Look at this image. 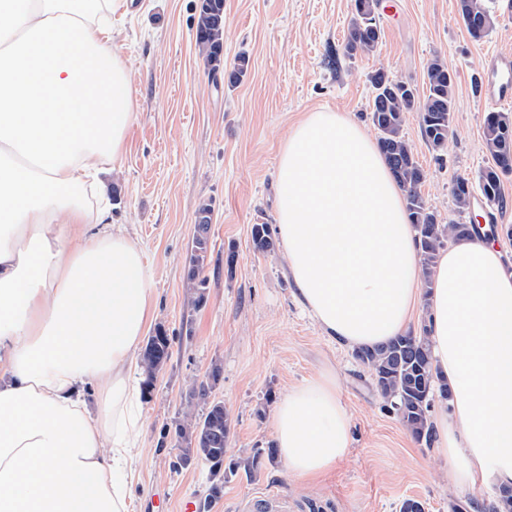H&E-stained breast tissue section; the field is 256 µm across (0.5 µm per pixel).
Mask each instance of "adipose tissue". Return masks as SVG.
<instances>
[{
  "instance_id": "adipose-tissue-1",
  "label": "adipose tissue",
  "mask_w": 512,
  "mask_h": 512,
  "mask_svg": "<svg viewBox=\"0 0 512 512\" xmlns=\"http://www.w3.org/2000/svg\"><path fill=\"white\" fill-rule=\"evenodd\" d=\"M128 0H0V512H131L153 319L140 244L105 177L133 119L112 16ZM277 232L299 303L345 347L399 335L427 306L452 392L433 440L451 482L512 487V261L450 244L430 295L401 187L344 113H308L280 150ZM273 431L290 474L334 469L351 420L337 381L288 390Z\"/></svg>"
}]
</instances>
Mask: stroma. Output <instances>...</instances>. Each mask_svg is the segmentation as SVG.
I'll return each instance as SVG.
<instances>
[{
  "label": "stroma",
  "mask_w": 512,
  "mask_h": 512,
  "mask_svg": "<svg viewBox=\"0 0 512 512\" xmlns=\"http://www.w3.org/2000/svg\"><path fill=\"white\" fill-rule=\"evenodd\" d=\"M131 14L113 19L128 65L135 118L126 148L108 181L114 223L142 245L152 272L157 312L171 356L154 378L143 407L142 464L132 512H177L193 498L196 512H247L260 495L284 498L287 512H398L407 498L426 512H451L453 502L481 512L496 487L455 488L447 460L418 442L377 392L354 349L329 340L298 304L283 264V246L257 252L255 224H275L279 151L307 113L344 112L372 129L370 77L383 68L424 89L426 65L441 55L456 78L448 144L430 147L417 113L404 134L423 170L419 186L442 224H478L479 207L458 210L455 178L478 183L491 163L483 137L488 106L474 89L485 57L512 50V0H497L495 25L484 39L469 37L457 0H396L379 14L375 52L333 62L342 49L354 0H224V66L199 55V0H134ZM250 68L237 85L224 80L239 56ZM209 203V251L200 271L204 295L186 286L188 258L201 203ZM218 380H210L212 366ZM336 375L351 418L352 442L336 468L310 482L289 474L282 458L256 470L241 463L273 438V413L291 388ZM208 397L187 405L193 383ZM229 416V475L210 463L180 464L175 427L185 413L201 417L210 402ZM220 494L208 499L211 485Z\"/></svg>",
  "instance_id": "obj_1"
}]
</instances>
